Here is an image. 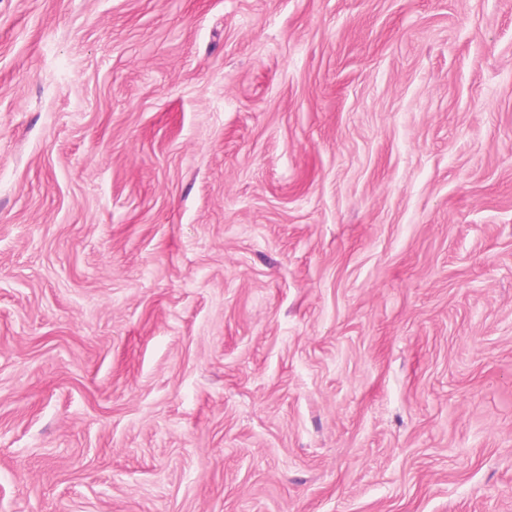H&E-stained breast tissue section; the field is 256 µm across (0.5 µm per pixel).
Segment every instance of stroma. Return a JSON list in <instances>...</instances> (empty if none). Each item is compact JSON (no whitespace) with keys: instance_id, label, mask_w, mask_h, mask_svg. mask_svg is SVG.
I'll return each instance as SVG.
<instances>
[{"instance_id":"35a3bbf8","label":"stroma","mask_w":512,"mask_h":512,"mask_svg":"<svg viewBox=\"0 0 512 512\" xmlns=\"http://www.w3.org/2000/svg\"><path fill=\"white\" fill-rule=\"evenodd\" d=\"M0 512H512V0H0Z\"/></svg>"}]
</instances>
